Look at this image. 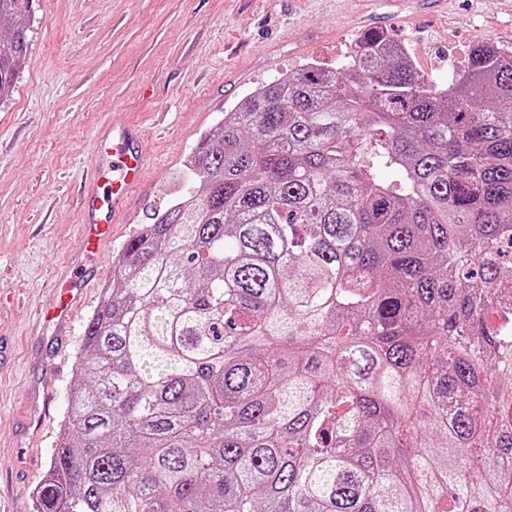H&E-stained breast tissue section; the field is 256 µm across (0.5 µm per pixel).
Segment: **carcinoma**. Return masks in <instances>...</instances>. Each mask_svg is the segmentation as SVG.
<instances>
[{"mask_svg":"<svg viewBox=\"0 0 512 512\" xmlns=\"http://www.w3.org/2000/svg\"><path fill=\"white\" fill-rule=\"evenodd\" d=\"M187 170L112 261L37 512H512V51L439 85L369 32Z\"/></svg>","mask_w":512,"mask_h":512,"instance_id":"1","label":"carcinoma"}]
</instances>
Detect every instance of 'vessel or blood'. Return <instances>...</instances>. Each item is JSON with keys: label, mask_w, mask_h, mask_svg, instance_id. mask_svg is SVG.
I'll return each mask as SVG.
<instances>
[{"label": "vessel or blood", "mask_w": 512, "mask_h": 512, "mask_svg": "<svg viewBox=\"0 0 512 512\" xmlns=\"http://www.w3.org/2000/svg\"><path fill=\"white\" fill-rule=\"evenodd\" d=\"M96 152V175L107 180L110 186L107 209L115 215L125 214L128 210L130 190L140 183L145 166L139 126L122 114H114L98 139ZM96 211V204L88 205L82 226L85 241L95 250L101 247L110 234L109 225L97 219ZM83 288L81 278H72L64 290L60 303L52 307V319L60 332L70 330L72 312L82 300Z\"/></svg>", "instance_id": "b4317fda"}]
</instances>
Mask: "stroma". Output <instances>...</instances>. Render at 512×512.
Listing matches in <instances>:
<instances>
[{"instance_id":"1","label":"stroma","mask_w":512,"mask_h":512,"mask_svg":"<svg viewBox=\"0 0 512 512\" xmlns=\"http://www.w3.org/2000/svg\"><path fill=\"white\" fill-rule=\"evenodd\" d=\"M375 21L425 73L478 42L512 47V0H36L0 106V512H36L84 324L126 241L186 193L198 141L281 73L335 67ZM116 112L142 128L147 166L131 222L95 253L82 204ZM77 273L85 303L62 338L40 308Z\"/></svg>"}]
</instances>
